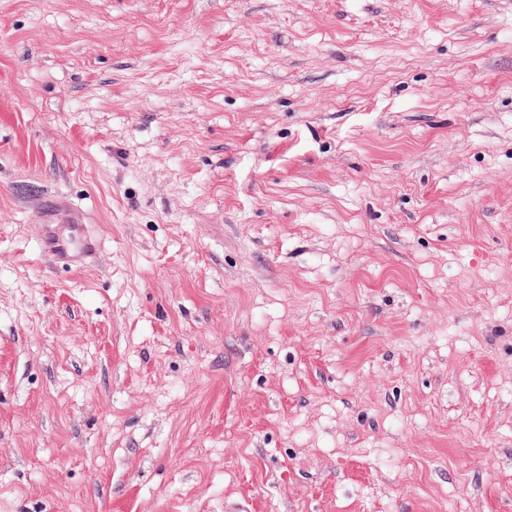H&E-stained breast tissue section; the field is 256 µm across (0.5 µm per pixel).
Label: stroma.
<instances>
[{
  "label": "stroma",
  "instance_id": "obj_1",
  "mask_svg": "<svg viewBox=\"0 0 512 512\" xmlns=\"http://www.w3.org/2000/svg\"><path fill=\"white\" fill-rule=\"evenodd\" d=\"M231 507L512 512V0H0V512ZM53 226L54 225H47L43 234L49 254L62 259L76 249H79L84 255L93 252L95 248L94 243L83 233L82 225L68 224L71 230L70 234L67 236L60 235Z\"/></svg>",
  "mask_w": 512,
  "mask_h": 512
}]
</instances>
